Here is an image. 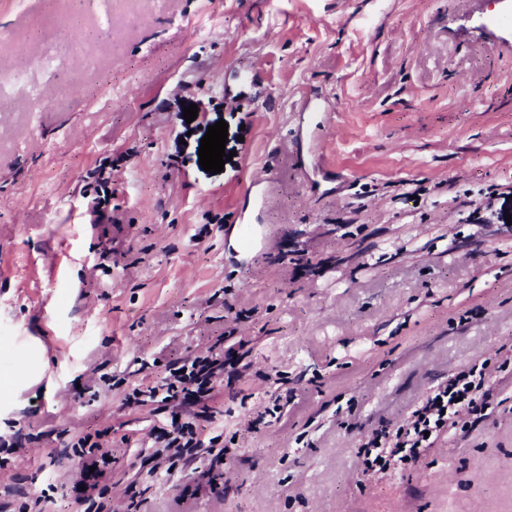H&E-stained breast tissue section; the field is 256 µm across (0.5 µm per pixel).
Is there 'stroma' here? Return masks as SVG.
Listing matches in <instances>:
<instances>
[{
	"mask_svg": "<svg viewBox=\"0 0 512 512\" xmlns=\"http://www.w3.org/2000/svg\"><path fill=\"white\" fill-rule=\"evenodd\" d=\"M19 71L0 441L27 440L0 490L79 483L86 438L105 478L40 512H512V0H0ZM239 348L190 417L231 462L153 470L170 413L133 390ZM475 365L479 425L366 469L370 439Z\"/></svg>",
	"mask_w": 512,
	"mask_h": 512,
	"instance_id": "1",
	"label": "stroma"
}]
</instances>
